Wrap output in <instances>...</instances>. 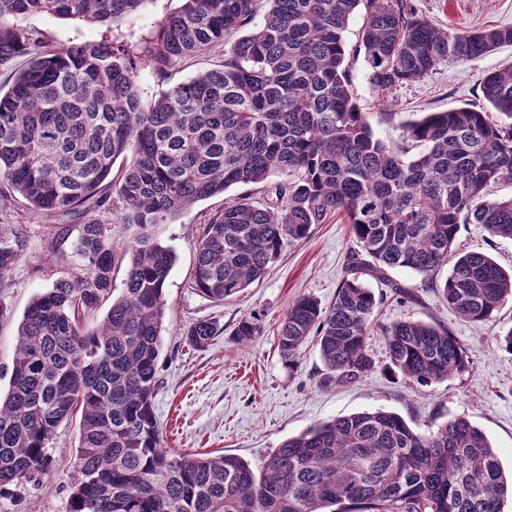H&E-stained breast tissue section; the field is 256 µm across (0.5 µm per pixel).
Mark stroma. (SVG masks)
<instances>
[{"label": "stroma", "mask_w": 512, "mask_h": 512, "mask_svg": "<svg viewBox=\"0 0 512 512\" xmlns=\"http://www.w3.org/2000/svg\"><path fill=\"white\" fill-rule=\"evenodd\" d=\"M420 14L433 24L457 31L491 26H512V0H414ZM181 0H149L144 12L104 26L80 18L43 14L24 20L49 46L109 41L135 48L154 34L157 23L176 11ZM224 51L215 48L188 59L159 80L151 69H141L143 103L184 82L196 72L217 68ZM346 61L353 93L376 138L391 147L403 144L400 124L460 106L485 108L479 84L486 73L512 63V46L468 62L441 63L423 79L395 92L372 89L362 56ZM251 192L262 200L260 186H236L225 194L200 201L172 224L156 228L158 240L171 247L176 264L165 285V330L159 357L154 411L166 447L180 452H225L260 467L286 439L309 427L363 411L385 410L402 416L412 427H437L463 414L497 448L504 469L512 468V352L502 336L512 329V301L504 303L490 321L472 323L458 317L421 276L406 269L390 271L393 281L413 288L417 301L403 300L394 290L369 276L362 283L377 301L373 330L367 339L376 369L359 382L343 386L325 383V367L316 340L304 345L295 369H288L278 351V333L289 305L310 295L329 305L344 279L351 275L349 259L358 246L350 224L336 217L316 225L311 236L288 247L259 282L235 298L216 303L190 286L196 245L203 227L226 200ZM4 224L21 225L27 250L13 270L8 287L0 288V302L15 315L0 326V389H7L14 354L15 320L22 317L33 297L66 276L78 260L51 249V225L34 220L24 205L0 215ZM457 244L463 250L488 253L503 268H512V240L493 239L482 225H461ZM259 322L262 333L252 341L233 339L241 317ZM211 319L225 329L210 346L198 350L182 341L191 323ZM439 322L462 345L469 364L447 380L423 386L383 369L386 343L382 328L396 320ZM79 423L60 426L50 444L55 468L38 483L0 495V512H67L70 475L78 446Z\"/></svg>", "instance_id": "obj_1"}]
</instances>
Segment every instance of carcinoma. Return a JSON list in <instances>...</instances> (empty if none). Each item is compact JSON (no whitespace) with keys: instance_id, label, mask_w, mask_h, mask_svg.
Returning a JSON list of instances; mask_svg holds the SVG:
<instances>
[{"instance_id":"carcinoma-1","label":"carcinoma","mask_w":512,"mask_h":512,"mask_svg":"<svg viewBox=\"0 0 512 512\" xmlns=\"http://www.w3.org/2000/svg\"><path fill=\"white\" fill-rule=\"evenodd\" d=\"M256 2L182 0L133 52L105 42L47 50L21 22L46 13L108 25L146 0H0V66L26 59L0 93V200L19 196L40 219H78L71 250L80 261L18 323L0 395V494L51 472L48 445L78 414L68 512H503L512 472L463 415L428 431L384 410L337 418L285 440L257 471L237 455L164 446L153 399L176 255L154 229L233 186L264 183L266 199L227 201L205 226L192 287L211 301L260 280L334 214L359 243L351 264L404 299L417 296L390 270L433 283L452 254L437 291L459 317L485 322L512 300V270L455 246L462 224L512 240V197L489 194L512 183V64L481 82L485 101L510 123L467 106L407 121V161L374 137L345 64V33L360 9L355 52L371 88L388 92L442 62L512 45V27L441 29L410 0H267L256 23ZM216 46L224 47L219 68L142 104L141 68L164 79ZM114 223L140 233L120 247ZM26 246L20 225L0 223V288ZM123 262L116 296L113 273ZM109 298L102 323L85 326ZM376 307L356 278L327 307L298 297L278 336L280 359L297 367L314 334L326 382L363 379L377 368L367 346ZM222 333L218 322L199 320L183 341L204 349ZM260 333L244 316L232 336L248 342ZM384 336V370L394 375L428 385L467 368L444 325L400 320Z\"/></svg>"}]
</instances>
